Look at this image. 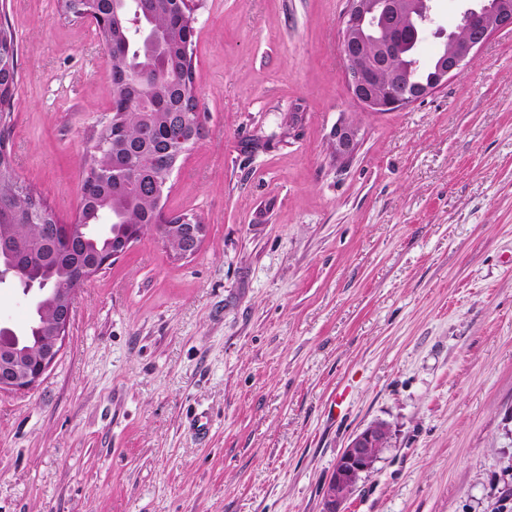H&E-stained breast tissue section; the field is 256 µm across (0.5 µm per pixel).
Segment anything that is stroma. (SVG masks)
<instances>
[{"instance_id": "35a3bbf8", "label": "stroma", "mask_w": 512, "mask_h": 512, "mask_svg": "<svg viewBox=\"0 0 512 512\" xmlns=\"http://www.w3.org/2000/svg\"><path fill=\"white\" fill-rule=\"evenodd\" d=\"M194 3L203 133L166 208L206 238L176 261L143 236L77 291L41 380L0 392V512H322L375 422L389 442L345 512H512V31L373 113L345 79L347 0ZM6 18L9 145L69 223L108 56L57 0ZM33 312L0 287L1 324ZM358 129L349 123L340 124L333 133L331 150L336 158H347L357 146Z\"/></svg>"}]
</instances>
